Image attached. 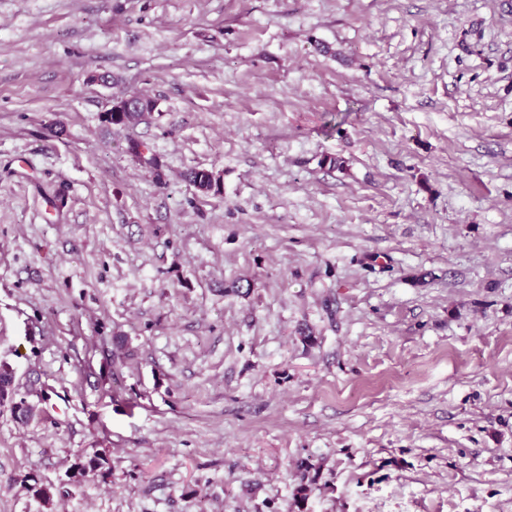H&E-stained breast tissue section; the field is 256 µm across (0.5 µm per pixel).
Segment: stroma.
I'll use <instances>...</instances> for the list:
<instances>
[{
	"label": "stroma",
	"mask_w": 512,
	"mask_h": 512,
	"mask_svg": "<svg viewBox=\"0 0 512 512\" xmlns=\"http://www.w3.org/2000/svg\"><path fill=\"white\" fill-rule=\"evenodd\" d=\"M1 366L0 512H512V0H0ZM133 102V107H128L127 102ZM157 102L151 98L142 96L120 97L112 100V107L104 112V121L110 124H135L142 120L145 114L153 112ZM184 180L189 186L202 193H208L218 186V179L213 172L206 169L191 168L185 172Z\"/></svg>",
	"instance_id": "obj_1"
}]
</instances>
